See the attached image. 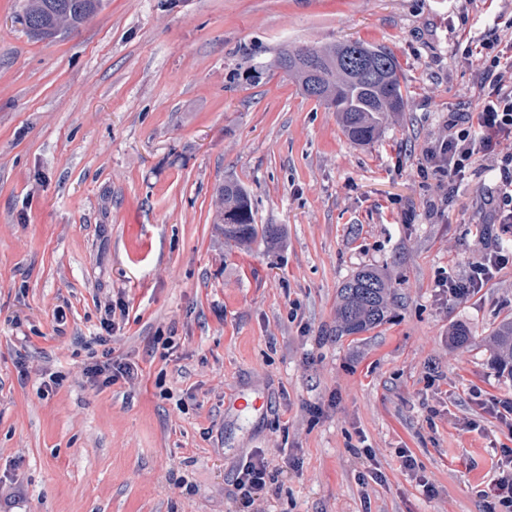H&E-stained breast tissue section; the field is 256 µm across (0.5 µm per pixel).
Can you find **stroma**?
Wrapping results in <instances>:
<instances>
[{
  "label": "stroma",
  "mask_w": 512,
  "mask_h": 512,
  "mask_svg": "<svg viewBox=\"0 0 512 512\" xmlns=\"http://www.w3.org/2000/svg\"><path fill=\"white\" fill-rule=\"evenodd\" d=\"M25 7L0 0V476L23 481L28 512H230L258 448L297 461L276 512H484L512 448L483 407L512 396L487 341L512 318V265L469 299L438 283L512 234L487 160L441 215L422 168L449 111L477 105L457 40L512 0H107L53 41L30 37ZM346 40L391 51L409 99L364 145L273 65ZM228 179L277 244L225 242ZM362 267L396 300L340 338L337 290ZM106 296L126 306L112 345L141 370L132 388L81 377ZM461 323L472 336L451 345ZM19 347L60 372L48 396L19 380ZM255 397L258 414L240 405Z\"/></svg>",
  "instance_id": "1"
}]
</instances>
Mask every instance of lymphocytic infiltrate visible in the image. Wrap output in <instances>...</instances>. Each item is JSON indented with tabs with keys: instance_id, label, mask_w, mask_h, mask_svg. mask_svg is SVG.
<instances>
[{
	"instance_id": "1",
	"label": "lymphocytic infiltrate",
	"mask_w": 512,
	"mask_h": 512,
	"mask_svg": "<svg viewBox=\"0 0 512 512\" xmlns=\"http://www.w3.org/2000/svg\"><path fill=\"white\" fill-rule=\"evenodd\" d=\"M457 66L472 70L481 97L478 112L454 110L448 114V132L432 141L427 161L434 170L447 177L449 187L463 181L477 158H485L501 173L496 206L499 223H512V147L498 150L493 138L512 134V54L503 45L497 27L484 31L479 42L458 41L453 51ZM512 262V253L497 251L473 263L466 281H441L450 297L464 299L479 294L505 265ZM120 301L105 300V317L101 335L94 342L100 345L99 357L88 363L82 376L93 386L108 387L120 382L134 384L139 376L137 364L113 356L108 347L109 333L115 328ZM286 453L258 449L244 455L236 467L233 486L234 512H274L270 488L291 467Z\"/></svg>"
}]
</instances>
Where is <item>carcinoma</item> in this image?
Returning <instances> with one entry per match:
<instances>
[{
	"instance_id": "obj_1",
	"label": "carcinoma",
	"mask_w": 512,
	"mask_h": 512,
	"mask_svg": "<svg viewBox=\"0 0 512 512\" xmlns=\"http://www.w3.org/2000/svg\"><path fill=\"white\" fill-rule=\"evenodd\" d=\"M104 7L105 0H28L26 26L37 38L52 39L79 28ZM310 60L317 64L314 73ZM276 65L298 84L303 95L335 109L342 132L355 144L372 142L388 117L408 106L393 54L363 41L323 47L292 45L280 52ZM218 193L224 239L238 245L251 242L257 226L248 190L229 180ZM393 297L385 273L373 267L357 270L338 288L336 335L359 336L380 326ZM488 341L499 369L512 375V320L500 322Z\"/></svg>"
}]
</instances>
